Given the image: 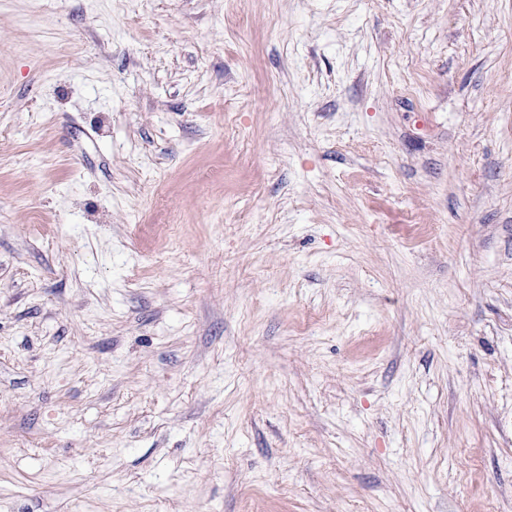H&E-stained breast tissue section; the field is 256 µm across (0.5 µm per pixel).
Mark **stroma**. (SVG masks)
<instances>
[{"mask_svg":"<svg viewBox=\"0 0 512 512\" xmlns=\"http://www.w3.org/2000/svg\"><path fill=\"white\" fill-rule=\"evenodd\" d=\"M0 512H512V0H0Z\"/></svg>","mask_w":512,"mask_h":512,"instance_id":"stroma-1","label":"stroma"}]
</instances>
